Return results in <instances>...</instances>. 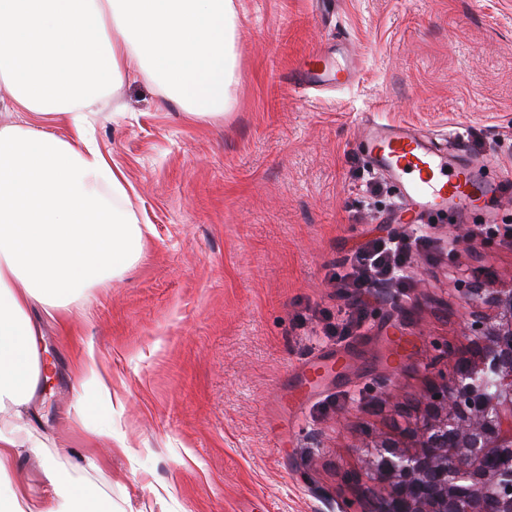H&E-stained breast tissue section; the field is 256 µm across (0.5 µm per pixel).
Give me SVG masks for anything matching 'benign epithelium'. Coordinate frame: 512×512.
<instances>
[{
  "label": "benign epithelium",
  "mask_w": 512,
  "mask_h": 512,
  "mask_svg": "<svg viewBox=\"0 0 512 512\" xmlns=\"http://www.w3.org/2000/svg\"><path fill=\"white\" fill-rule=\"evenodd\" d=\"M460 292L467 346L448 349L406 442L372 441L370 512H512V272Z\"/></svg>",
  "instance_id": "7a95c632"
}]
</instances>
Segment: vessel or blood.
<instances>
[{"label":"vessel or blood","mask_w":512,"mask_h":512,"mask_svg":"<svg viewBox=\"0 0 512 512\" xmlns=\"http://www.w3.org/2000/svg\"><path fill=\"white\" fill-rule=\"evenodd\" d=\"M356 68L336 44L314 50L299 65L302 82L344 87ZM369 134L371 165L398 187V208L411 223L448 212L467 214L487 209L492 199L512 187V176L486 175L489 163L466 153L462 145L447 146L423 130L402 124L362 122Z\"/></svg>","instance_id":"b4317fda"}]
</instances>
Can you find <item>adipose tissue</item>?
I'll list each match as a JSON object with an SVG mask.
<instances>
[{"label":"adipose tissue","instance_id":"obj_1","mask_svg":"<svg viewBox=\"0 0 512 512\" xmlns=\"http://www.w3.org/2000/svg\"><path fill=\"white\" fill-rule=\"evenodd\" d=\"M234 0H0V88L20 111L60 116L0 126V412L34 393L41 332L30 306L57 308L121 278L142 229L122 171L95 136V106L138 71L198 120L223 115L239 83ZM57 503L0 512H84V492L44 459Z\"/></svg>","mask_w":512,"mask_h":512}]
</instances>
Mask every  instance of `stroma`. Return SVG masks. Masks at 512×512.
<instances>
[{
    "label": "stroma",
    "mask_w": 512,
    "mask_h": 512,
    "mask_svg": "<svg viewBox=\"0 0 512 512\" xmlns=\"http://www.w3.org/2000/svg\"><path fill=\"white\" fill-rule=\"evenodd\" d=\"M235 103L189 118L138 72L96 138L133 187L143 249L67 308H34L46 350L9 470L50 504L41 440L94 512H363L370 437L397 436L471 317L462 288L512 272V199L493 224L438 216L408 285L354 292L337 264L412 227L373 172L362 114L512 169V0H236ZM345 39V89L298 88ZM111 436H103L104 428Z\"/></svg>",
    "instance_id": "35a3bbf8"
}]
</instances>
